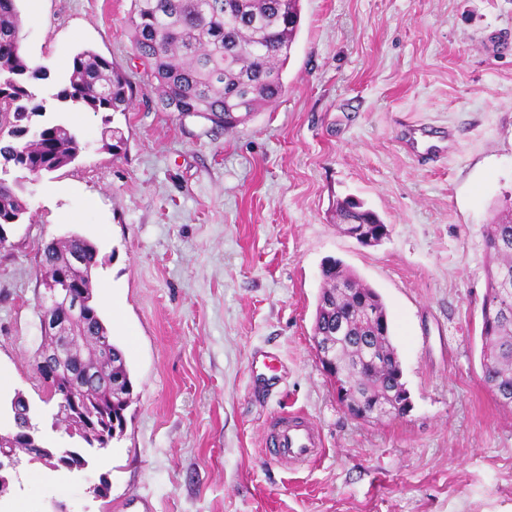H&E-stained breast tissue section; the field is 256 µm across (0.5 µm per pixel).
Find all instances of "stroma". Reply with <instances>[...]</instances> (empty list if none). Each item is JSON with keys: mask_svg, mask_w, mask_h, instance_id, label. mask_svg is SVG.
Listing matches in <instances>:
<instances>
[{"mask_svg": "<svg viewBox=\"0 0 512 512\" xmlns=\"http://www.w3.org/2000/svg\"><path fill=\"white\" fill-rule=\"evenodd\" d=\"M131 0H22V46L48 70L74 54L112 60L133 83ZM287 92L224 130L164 111L72 114L83 149L25 181L27 212L0 245V397L22 394L44 442L74 444L34 369L45 244L94 243L98 311L133 381L125 431L60 482L21 463L0 512H512V409L481 376L486 234L512 204V0H301ZM122 130L104 149V122ZM443 127L445 158L419 164L401 125ZM388 224L374 247L336 224L337 201ZM334 258L382 297L412 408L350 418L318 359L320 269ZM273 356V380L254 359ZM282 412L322 448L267 452ZM111 488L91 493L100 474Z\"/></svg>", "mask_w": 512, "mask_h": 512, "instance_id": "obj_1", "label": "stroma"}]
</instances>
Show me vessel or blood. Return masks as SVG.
<instances>
[{"mask_svg":"<svg viewBox=\"0 0 512 512\" xmlns=\"http://www.w3.org/2000/svg\"><path fill=\"white\" fill-rule=\"evenodd\" d=\"M418 125L404 127V145L414 159L420 163L436 160L441 149L435 145L419 146L416 134ZM269 454L284 463L311 460L321 449V440L314 427L304 418L295 414H284L275 418L271 433Z\"/></svg>","mask_w":512,"mask_h":512,"instance_id":"1","label":"vessel or blood"}]
</instances>
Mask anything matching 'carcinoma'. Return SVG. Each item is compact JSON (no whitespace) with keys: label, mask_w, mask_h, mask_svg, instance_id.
I'll use <instances>...</instances> for the list:
<instances>
[{"label":"carcinoma","mask_w":512,"mask_h":512,"mask_svg":"<svg viewBox=\"0 0 512 512\" xmlns=\"http://www.w3.org/2000/svg\"><path fill=\"white\" fill-rule=\"evenodd\" d=\"M20 0H0V118L8 117L11 140L0 147V224L22 220L26 204L19 195L24 178L57 171L82 150L69 112H125L137 88L125 72L91 50L72 58L68 83L39 97L38 82L47 69L31 65L21 44ZM300 0H131L127 22L133 49L143 65L144 89L159 93L163 109L181 117L200 116L229 129L275 103L285 92L284 72L300 28ZM342 226L368 233L387 228L360 202L336 205ZM496 258L481 306L482 380L504 407H512V212L493 219L486 237ZM97 247L74 234L47 243L40 256V277L62 274L92 300L91 273ZM323 288L313 337L335 348L328 371L338 390L357 405L403 414L407 392L380 295L336 259L321 267ZM84 339L64 345L55 370L74 391L79 408L94 414L95 428L60 410L70 437L92 445L90 436L110 444L124 433L133 383L123 350L112 341L93 304L86 307ZM12 444L38 455L30 407L12 412Z\"/></svg>","instance_id":"carcinoma-1"}]
</instances>
